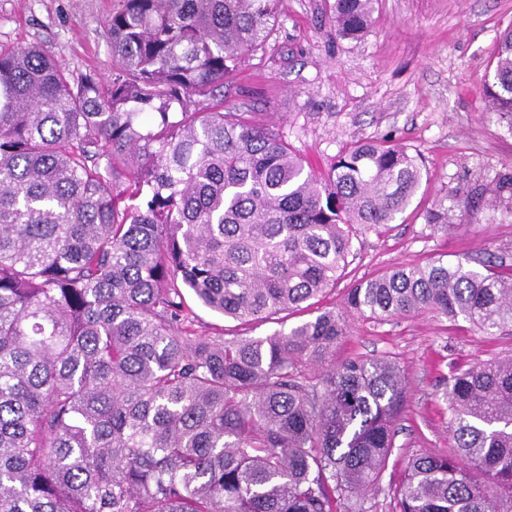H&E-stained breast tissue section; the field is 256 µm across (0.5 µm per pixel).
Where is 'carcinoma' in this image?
I'll list each match as a JSON object with an SVG mask.
<instances>
[{"instance_id": "1", "label": "carcinoma", "mask_w": 512, "mask_h": 512, "mask_svg": "<svg viewBox=\"0 0 512 512\" xmlns=\"http://www.w3.org/2000/svg\"><path fill=\"white\" fill-rule=\"evenodd\" d=\"M278 0H113L112 74L73 78L41 45L0 47V512H512V356L445 392L452 451L383 489L406 388L386 359L331 363L343 313L267 336L195 328L192 295L260 324L312 305L361 230L401 219L427 181L391 138L320 178L271 126L224 110ZM376 0H333L360 40ZM512 132V26L485 74ZM512 214V167L437 200ZM375 322L419 313L512 335V265L392 267L348 291Z\"/></svg>"}]
</instances>
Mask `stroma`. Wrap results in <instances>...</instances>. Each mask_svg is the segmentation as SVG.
Listing matches in <instances>:
<instances>
[{"instance_id": "obj_1", "label": "stroma", "mask_w": 512, "mask_h": 512, "mask_svg": "<svg viewBox=\"0 0 512 512\" xmlns=\"http://www.w3.org/2000/svg\"><path fill=\"white\" fill-rule=\"evenodd\" d=\"M112 0H0V46L41 45L69 73H112L105 21ZM375 21L359 41L336 39L326 0H280L274 34L243 58L224 103L275 125L317 175L344 148L388 136L420 152L430 180L418 206L382 232L359 233L347 274L326 297L342 306L351 284L386 269L430 259L488 258L512 265V214L478 208L472 220L443 234L421 211L446 192L488 182L512 166V133L484 109L486 67L498 35L512 24V0H378ZM198 326L226 335L266 336L310 320L280 314L244 327L195 306ZM349 333L334 359H392L407 398L383 485H397L417 454L449 452L445 392L471 365L512 354V335L486 336L468 323L419 314L376 323L348 315Z\"/></svg>"}]
</instances>
